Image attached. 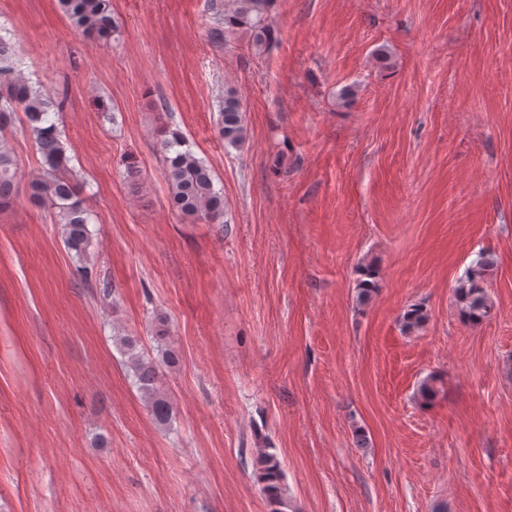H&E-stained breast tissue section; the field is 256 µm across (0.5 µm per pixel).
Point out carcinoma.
I'll list each match as a JSON object with an SVG mask.
<instances>
[{
  "label": "carcinoma",
  "instance_id": "obj_1",
  "mask_svg": "<svg viewBox=\"0 0 512 512\" xmlns=\"http://www.w3.org/2000/svg\"><path fill=\"white\" fill-rule=\"evenodd\" d=\"M61 12L75 28L78 36L88 40H108L116 29L110 0H58ZM233 10L224 13V27L250 32L253 44L269 47L273 40L270 17L274 0H232ZM19 60L10 41L0 35V209L8 206L18 195L15 181L14 157L4 147V141L20 130L31 138L45 165L44 177L29 185L28 201L36 207L49 206L56 210L58 223L63 226L64 245L75 257H87L91 245L88 228L89 213L79 196L77 183L68 167L66 147L50 114L62 110L63 101L54 100L34 88L18 71ZM217 133L224 144L238 148L247 137L244 110L231 91L224 93L221 102ZM164 156V178L169 188V205L178 214L194 221L218 223L224 218V193L215 188L213 174L200 158L186 148L177 131L170 132L161 143ZM491 261L480 256L467 272L466 281L456 289V299L462 317L469 322L484 319L490 310L482 287ZM377 291V272L366 265L356 283V299L368 303ZM426 315L419 307L408 309L403 317L405 329L422 326ZM160 342L159 358L137 351L138 340L133 336L118 338L128 357L135 384L142 394L151 416L160 426L173 418V407L157 386L160 368L179 363L178 352L166 344V330H156ZM262 491L267 499L283 512L288 506L283 486L284 473L279 460L263 451L257 457Z\"/></svg>",
  "mask_w": 512,
  "mask_h": 512
}]
</instances>
